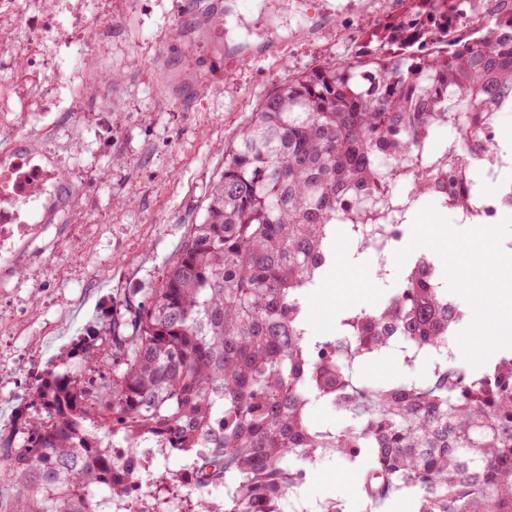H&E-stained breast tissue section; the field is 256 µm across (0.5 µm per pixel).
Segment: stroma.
I'll list each match as a JSON object with an SVG mask.
<instances>
[{
    "label": "stroma",
    "mask_w": 512,
    "mask_h": 512,
    "mask_svg": "<svg viewBox=\"0 0 512 512\" xmlns=\"http://www.w3.org/2000/svg\"><path fill=\"white\" fill-rule=\"evenodd\" d=\"M88 23L112 24L96 44L101 82L83 99L85 137L61 145L66 179L80 187L69 219L54 225L45 251L25 252L20 287L0 288V344L14 359L0 365V422H11L29 394L34 368L50 367L71 343L125 297L157 284L189 225L199 223L224 145L256 105L289 75L363 52L400 0H83ZM45 51L68 74L82 58L69 44L70 10L51 21ZM22 131L64 123L70 86H56L54 107L31 111L26 85L15 88ZM470 225L452 223L430 195L405 221L404 240L386 259L357 254L340 231L324 281L341 285L337 301L314 287L306 301L316 334L332 335L345 311L385 302L415 255L433 254L442 284L469 320L449 340L451 356L483 366L502 353L497 335L512 325V302L483 311L477 287L487 269L462 266L460 252L490 247ZM387 274H379L380 266ZM437 355L404 361L398 350L365 359L356 375L375 385L422 380ZM359 466L324 457L293 496L297 512H320L339 500L345 512H408L400 497L370 508L357 489Z\"/></svg>",
    "instance_id": "1"
}]
</instances>
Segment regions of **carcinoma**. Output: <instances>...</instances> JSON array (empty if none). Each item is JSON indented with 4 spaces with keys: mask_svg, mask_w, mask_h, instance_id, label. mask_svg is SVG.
<instances>
[{
    "mask_svg": "<svg viewBox=\"0 0 512 512\" xmlns=\"http://www.w3.org/2000/svg\"><path fill=\"white\" fill-rule=\"evenodd\" d=\"M472 2L423 0L364 55L297 72L260 101L162 281L77 340L0 432L14 512H93L122 497L112 448L129 440L192 459L195 512H283L326 456L361 460L373 506L406 493L411 512H512V355L426 382L351 380L353 362L398 343L448 348L461 311L433 262L417 258L385 303L346 312L335 336L314 334L303 304L338 225L357 240L372 213L384 224L423 195L448 202L441 165L464 182L454 204L478 205L489 113L512 112V0H481L480 17ZM443 125L457 136L435 152ZM392 172L405 194L380 192ZM104 345L112 368L97 379ZM316 402L346 423L314 425ZM220 487L222 503L210 496Z\"/></svg>",
    "mask_w": 512,
    "mask_h": 512,
    "instance_id": "carcinoma-1",
    "label": "carcinoma"
}]
</instances>
